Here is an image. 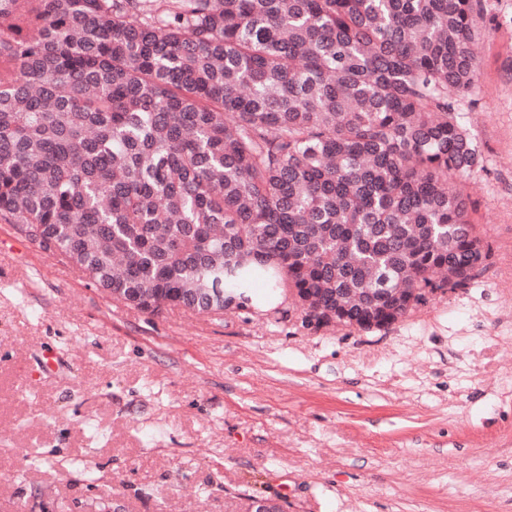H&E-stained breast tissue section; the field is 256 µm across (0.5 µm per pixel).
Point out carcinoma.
I'll return each instance as SVG.
<instances>
[{"mask_svg":"<svg viewBox=\"0 0 512 512\" xmlns=\"http://www.w3.org/2000/svg\"><path fill=\"white\" fill-rule=\"evenodd\" d=\"M483 0H0V223L96 288L369 332L485 271ZM53 246L36 243L37 234Z\"/></svg>","mask_w":512,"mask_h":512,"instance_id":"obj_1","label":"carcinoma"}]
</instances>
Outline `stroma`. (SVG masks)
<instances>
[{
  "label": "stroma",
  "instance_id": "1",
  "mask_svg": "<svg viewBox=\"0 0 512 512\" xmlns=\"http://www.w3.org/2000/svg\"><path fill=\"white\" fill-rule=\"evenodd\" d=\"M462 112L489 254L372 332L291 299L150 315L0 224V512H512V0Z\"/></svg>",
  "mask_w": 512,
  "mask_h": 512
}]
</instances>
